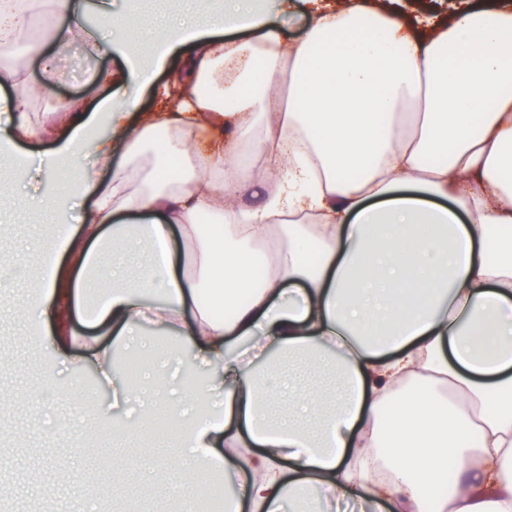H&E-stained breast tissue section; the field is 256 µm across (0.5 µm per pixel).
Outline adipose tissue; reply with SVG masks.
<instances>
[{"mask_svg":"<svg viewBox=\"0 0 512 512\" xmlns=\"http://www.w3.org/2000/svg\"><path fill=\"white\" fill-rule=\"evenodd\" d=\"M184 4L141 64L129 19L97 31L83 0H56L52 46L117 61L92 110L35 122L0 65V141L55 137L45 167L79 168L89 202L36 320L58 304L107 326L86 356L105 380L141 329L176 338L191 394L115 387L136 418L112 429L164 408L175 471L234 474L226 512H512V7L411 19L347 0L289 41L255 0ZM135 88L152 111H126Z\"/></svg>","mask_w":512,"mask_h":512,"instance_id":"adipose-tissue-1","label":"adipose tissue"}]
</instances>
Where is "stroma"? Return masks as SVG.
Returning a JSON list of instances; mask_svg holds the SVG:
<instances>
[{"label": "stroma", "mask_w": 512, "mask_h": 512, "mask_svg": "<svg viewBox=\"0 0 512 512\" xmlns=\"http://www.w3.org/2000/svg\"><path fill=\"white\" fill-rule=\"evenodd\" d=\"M109 58L90 54L75 44L56 56L57 82L37 96L33 105L40 119H49L58 101L70 98L95 104L103 95L95 82L96 72L109 66ZM51 142L27 145L26 160L0 159V393L8 390L29 395L46 380L63 388L80 383L68 403L49 399L40 416L27 408L0 407V512H113V469L148 497H137L123 512H174L176 503L167 486L172 475L162 453L174 441L161 423L138 426L117 436L112 421L124 420L111 411L112 386L99 379L92 365L81 372L68 370L63 356L68 349L57 337H32L27 313L42 280L38 265L41 253H55L58 236L48 230L55 220L72 225L69 207L53 213L24 205L30 193L45 194L59 179L57 171L39 166L40 155L51 151ZM54 486L50 496L36 495L34 483Z\"/></svg>", "instance_id": "35a3bbf8"}]
</instances>
